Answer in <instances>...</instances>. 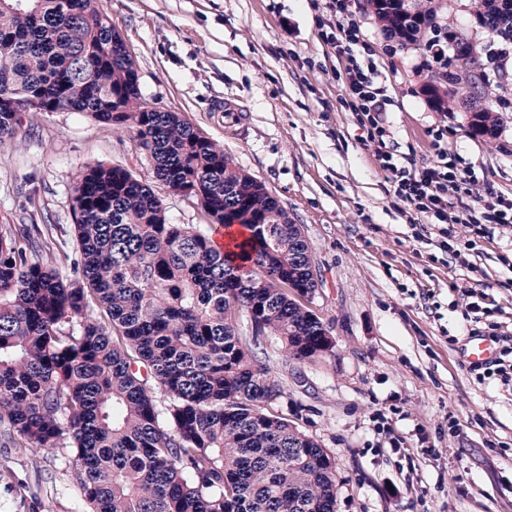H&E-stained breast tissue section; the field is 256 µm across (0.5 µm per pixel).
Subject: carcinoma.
<instances>
[{
    "mask_svg": "<svg viewBox=\"0 0 512 512\" xmlns=\"http://www.w3.org/2000/svg\"><path fill=\"white\" fill-rule=\"evenodd\" d=\"M368 4L402 41L436 19L432 0ZM480 7L512 40V0ZM29 98L135 132L155 177L190 186L209 224L169 223L151 187L95 164L72 194L73 278L39 259L38 225L0 233L8 440L75 448L92 512H336L333 460L264 413L281 390L256 352L271 339L305 361L332 344L303 304L315 282L299 225L223 146L142 101L138 65L98 0H0V143L26 116L12 102ZM235 225L248 235L219 253L213 234ZM250 313L247 341L238 321Z\"/></svg>",
    "mask_w": 512,
    "mask_h": 512,
    "instance_id": "1",
    "label": "carcinoma"
}]
</instances>
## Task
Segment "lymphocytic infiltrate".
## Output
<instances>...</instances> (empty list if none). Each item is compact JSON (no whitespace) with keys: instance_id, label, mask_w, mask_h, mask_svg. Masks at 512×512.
<instances>
[{"instance_id":"lymphocytic-infiltrate-1","label":"lymphocytic infiltrate","mask_w":512,"mask_h":512,"mask_svg":"<svg viewBox=\"0 0 512 512\" xmlns=\"http://www.w3.org/2000/svg\"><path fill=\"white\" fill-rule=\"evenodd\" d=\"M324 7L335 20L323 30L322 38L335 49L337 59L346 63L342 77L345 93L361 115L365 141L391 182L396 198L412 212V224H465L479 238L511 225V196L492 191L463 201L461 186L468 174L448 154L445 126H436L429 132L433 160L428 165H417L413 154L398 151L389 125L381 118L387 97L376 64L359 54L365 39L360 22L350 10V0H325Z\"/></svg>"}]
</instances>
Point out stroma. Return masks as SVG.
Returning a JSON list of instances; mask_svg holds the SVG:
<instances>
[{
    "label": "stroma",
    "mask_w": 512,
    "mask_h": 512,
    "mask_svg": "<svg viewBox=\"0 0 512 512\" xmlns=\"http://www.w3.org/2000/svg\"><path fill=\"white\" fill-rule=\"evenodd\" d=\"M139 66L143 101L177 112L265 183L299 224L319 286L308 304L332 347L310 361L271 342L259 360L286 416L334 459L336 512H512V378L478 382L462 359L470 296H485L501 344L512 345V227L480 239L467 262L419 240L410 213L343 103L337 62L321 38L323 0H98ZM394 103L384 118L417 164L428 131L448 123V150L473 171L475 195L512 196V58L458 95L466 70L420 66L422 42L390 36L366 0H351ZM449 41L476 57L501 46L478 0H435ZM453 91L440 112L433 91ZM239 105L244 119L212 112ZM490 111L493 134L472 130ZM95 163L151 183L170 223L205 226L197 202L155 181L128 129L78 112L31 113L0 145V230L52 224L46 255L68 273L77 242L73 186ZM73 448L0 446V512H91Z\"/></svg>",
    "instance_id": "35a3bbf8"
}]
</instances>
